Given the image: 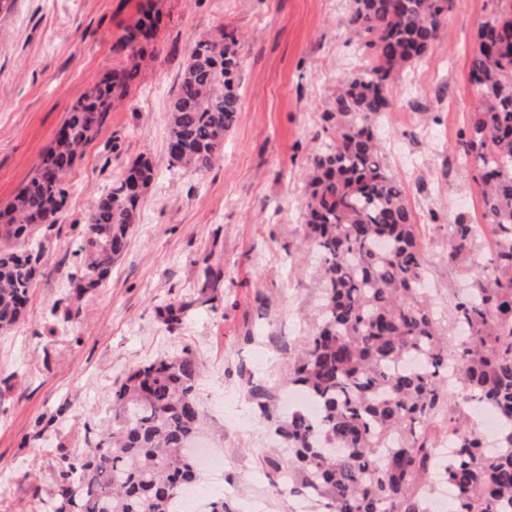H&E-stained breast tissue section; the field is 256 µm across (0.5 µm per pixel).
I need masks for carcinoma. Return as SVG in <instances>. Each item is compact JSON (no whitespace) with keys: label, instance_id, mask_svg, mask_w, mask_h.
<instances>
[{"label":"carcinoma","instance_id":"1","mask_svg":"<svg viewBox=\"0 0 512 512\" xmlns=\"http://www.w3.org/2000/svg\"><path fill=\"white\" fill-rule=\"evenodd\" d=\"M479 28L469 58L476 112L457 154L471 165L486 224L460 215L448 225V266L468 277L449 323L429 302L428 258L416 234L404 181L381 163L372 118L390 107L398 72L436 44L453 0H352L348 16L367 62L336 92L325 122L334 141L315 156L305 189L306 244L320 257L324 300L317 331L288 381L314 405L280 427L294 456L275 486L316 512H424L441 423L450 456L443 478L448 512H512V3ZM157 23L152 9L124 28L115 51L144 52ZM236 30L198 40L181 75L170 117L172 163L199 173L214 165L241 98ZM136 69L116 66L66 114L63 138L0 211V329L18 323L38 271L36 230L58 223L65 177L122 99ZM89 208L79 247L80 279L97 288L125 251L139 220L152 164L132 167ZM493 248L475 251L480 233ZM460 333L453 352L445 335ZM462 398L449 401L448 372ZM201 366L185 348L147 362L112 391V424L85 454H58L50 512H184L195 485L187 444L204 425ZM501 416L487 449L472 405Z\"/></svg>","mask_w":512,"mask_h":512}]
</instances>
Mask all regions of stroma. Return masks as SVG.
Instances as JSON below:
<instances>
[{
    "instance_id": "obj_1",
    "label": "stroma",
    "mask_w": 512,
    "mask_h": 512,
    "mask_svg": "<svg viewBox=\"0 0 512 512\" xmlns=\"http://www.w3.org/2000/svg\"><path fill=\"white\" fill-rule=\"evenodd\" d=\"M142 0H6L0 7V208L33 176L70 107L113 64L112 46ZM160 20L127 96L67 174L60 221L19 323L0 331V512L48 499L57 450L83 455L112 422V389L137 366L192 349L201 405L214 432L198 445L222 459L201 472L202 499L234 512H304L277 494L272 461L288 413V372L314 332L320 260L303 244L305 174L329 141L324 112L365 55L349 33L352 0H155ZM496 0H455L427 60L423 88L404 80L377 120L388 172L410 186L416 233L429 252L433 301L449 316L465 286L444 255L455 216L482 221L458 134L474 110L468 57ZM235 28L242 38L239 118L206 173L171 165L169 113L197 40ZM156 179L105 286L80 289L77 250L93 202L140 157ZM189 314L168 323V304ZM268 391V413L251 397Z\"/></svg>"
}]
</instances>
